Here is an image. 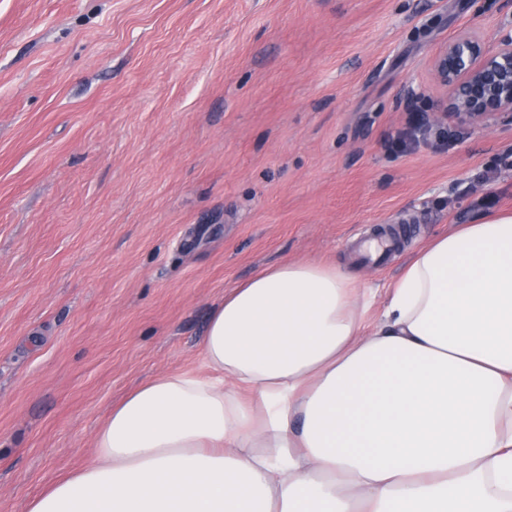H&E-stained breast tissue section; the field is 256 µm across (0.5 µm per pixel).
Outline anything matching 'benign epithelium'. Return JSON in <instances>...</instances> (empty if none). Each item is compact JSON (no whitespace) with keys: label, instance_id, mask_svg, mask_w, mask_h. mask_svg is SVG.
<instances>
[{"label":"benign epithelium","instance_id":"7a95c632","mask_svg":"<svg viewBox=\"0 0 512 512\" xmlns=\"http://www.w3.org/2000/svg\"><path fill=\"white\" fill-rule=\"evenodd\" d=\"M430 76L439 118L473 128L512 124V29L493 47L471 32L458 34L436 49Z\"/></svg>","mask_w":512,"mask_h":512}]
</instances>
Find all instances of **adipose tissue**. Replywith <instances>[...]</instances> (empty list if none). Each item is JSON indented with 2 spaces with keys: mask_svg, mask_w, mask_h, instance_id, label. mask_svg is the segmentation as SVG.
I'll use <instances>...</instances> for the list:
<instances>
[{
  "mask_svg": "<svg viewBox=\"0 0 512 512\" xmlns=\"http://www.w3.org/2000/svg\"><path fill=\"white\" fill-rule=\"evenodd\" d=\"M371 302L333 266L263 269L212 310L206 375L133 389L28 512H512V214Z\"/></svg>",
  "mask_w": 512,
  "mask_h": 512,
  "instance_id": "1",
  "label": "adipose tissue"
}]
</instances>
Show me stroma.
<instances>
[{
    "mask_svg": "<svg viewBox=\"0 0 512 512\" xmlns=\"http://www.w3.org/2000/svg\"><path fill=\"white\" fill-rule=\"evenodd\" d=\"M512 0H0V512L95 458L112 406L205 373L209 315L264 267L350 271L512 212V125L430 111L435 49ZM404 228L383 262L354 249ZM431 136V130L426 125L423 115L418 112H410L405 127L394 136L393 144L400 149L413 148L421 140H428Z\"/></svg>",
    "mask_w": 512,
    "mask_h": 512,
    "instance_id": "1",
    "label": "stroma"
}]
</instances>
